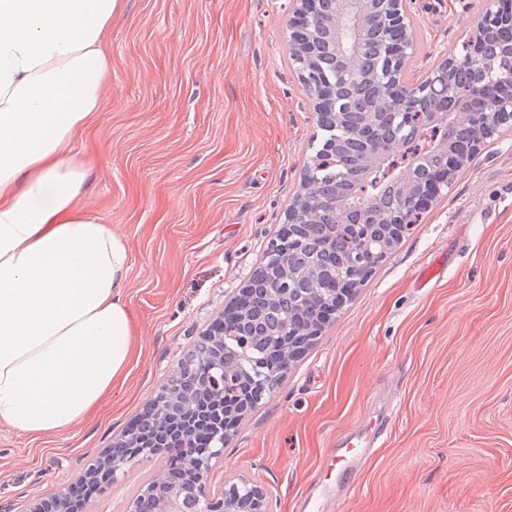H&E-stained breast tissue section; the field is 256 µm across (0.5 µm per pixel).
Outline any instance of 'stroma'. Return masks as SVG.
<instances>
[{
    "label": "stroma",
    "instance_id": "1",
    "mask_svg": "<svg viewBox=\"0 0 512 512\" xmlns=\"http://www.w3.org/2000/svg\"><path fill=\"white\" fill-rule=\"evenodd\" d=\"M484 0H408L426 75ZM291 0H122L94 123L72 150L93 214L125 240L124 298L149 345L63 434L0 425V512L75 482L238 295L299 192L316 127L291 68ZM380 430L352 471L338 435ZM154 465L90 499L124 512ZM273 512H512V137L483 152L240 422L211 474Z\"/></svg>",
    "mask_w": 512,
    "mask_h": 512
}]
</instances>
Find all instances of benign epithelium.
I'll return each mask as SVG.
<instances>
[{"label": "benign epithelium", "instance_id": "benign-epithelium-1", "mask_svg": "<svg viewBox=\"0 0 512 512\" xmlns=\"http://www.w3.org/2000/svg\"><path fill=\"white\" fill-rule=\"evenodd\" d=\"M379 32L387 36V75L372 78L359 71L358 58ZM288 44L301 91L322 131L340 126L343 114L355 109L356 99L347 86L319 76L317 57H330L337 70L376 86L379 112L362 115L350 135L361 148L358 176L364 190H369L370 174L398 172L397 208L370 209L358 223L347 224L339 198L324 196L312 177L314 167L336 163L335 145L328 143L311 157L301 189L288 204L282 231L267 248L268 255L276 256V265L264 299L275 309L292 291L297 277L292 254L314 224L331 219L347 228L343 234L347 273L329 283L320 263L309 260L302 273L305 294L271 336L252 310L254 284L235 297L230 307L236 317L223 318L201 334L140 414L143 427L158 439L146 444L138 430H130L88 464L84 479L104 468L110 486L130 465L167 453L168 462L152 471L125 512H269L267 491L241 475L224 479L219 489L211 488L210 476L224 454L225 441L288 373L302 349L321 335L327 318L344 306L359 282L392 250L410 217L428 211L489 143L499 141L503 130H512V0H484L463 41V55L443 58L433 72L417 80L406 79L417 51L406 0H292ZM461 68L474 72L473 82L463 90L454 84ZM435 80L453 94V112H428L415 119L407 112L405 119L430 130L446 124L451 116L454 122L470 126L472 135L462 142L432 140L426 150L442 155V162L416 178L411 167H400L402 144L382 135L380 117L388 106L401 107L430 95ZM76 489L74 485L47 501L56 505L57 512H73L70 501Z\"/></svg>", "mask_w": 512, "mask_h": 512}]
</instances>
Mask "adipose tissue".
Here are the masks:
<instances>
[{
    "label": "adipose tissue",
    "instance_id": "ef3b65f1",
    "mask_svg": "<svg viewBox=\"0 0 512 512\" xmlns=\"http://www.w3.org/2000/svg\"><path fill=\"white\" fill-rule=\"evenodd\" d=\"M120 0H0V422L54 437L142 352L127 245L70 153L98 112Z\"/></svg>",
    "mask_w": 512,
    "mask_h": 512
}]
</instances>
